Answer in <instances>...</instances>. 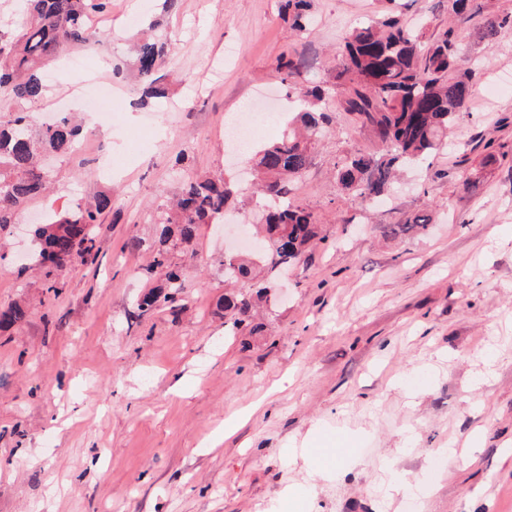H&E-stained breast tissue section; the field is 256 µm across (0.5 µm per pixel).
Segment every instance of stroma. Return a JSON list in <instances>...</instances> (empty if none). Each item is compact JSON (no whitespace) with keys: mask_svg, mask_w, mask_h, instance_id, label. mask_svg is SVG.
I'll return each mask as SVG.
<instances>
[{"mask_svg":"<svg viewBox=\"0 0 512 512\" xmlns=\"http://www.w3.org/2000/svg\"><path fill=\"white\" fill-rule=\"evenodd\" d=\"M284 0H112L88 42L52 62L38 121L70 112L79 151L51 162L52 189L32 200L0 260V308L28 303L0 331V512H276L286 488L311 512H512V28L448 0H398L424 41L455 27L476 66L469 111L428 161L401 169L389 201L362 208L336 189V165L376 144L332 115L297 201L322 239L276 292L263 336H228L218 300L229 247L204 225L184 270L186 309L141 312L157 208L195 173L238 183L228 217L253 224L247 157L225 128L257 91L294 102L280 81L289 50L305 83L328 79L345 35L384 0H311L312 25L291 26ZM168 37L167 96L140 104L131 66L149 26ZM91 57L96 71L71 68ZM125 64L123 78L112 76ZM109 193L99 261L73 266L58 293L28 267L48 213ZM425 216L426 229L416 228ZM341 444L331 478L299 447ZM401 473L410 493L387 489Z\"/></svg>","mask_w":512,"mask_h":512,"instance_id":"35a3bbf8","label":"stroma"}]
</instances>
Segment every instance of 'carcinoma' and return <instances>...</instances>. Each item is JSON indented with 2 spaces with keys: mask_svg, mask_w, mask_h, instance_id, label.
I'll use <instances>...</instances> for the list:
<instances>
[{
  "mask_svg": "<svg viewBox=\"0 0 512 512\" xmlns=\"http://www.w3.org/2000/svg\"><path fill=\"white\" fill-rule=\"evenodd\" d=\"M309 0H285L292 26L306 29ZM112 0H19L24 16L20 31L0 29V100L12 105L0 113V242L17 223L26 203L42 194L49 173L41 165L47 154L68 156L81 134L80 127L63 116L39 126L26 110L46 88L47 62L68 48L86 42L91 24L107 14ZM512 27V11L487 22L484 34ZM164 36H148L137 46L136 67L145 83L141 104L162 96L158 72L165 61ZM458 36L450 29L424 50L417 30L400 14L369 19L352 29L337 56L331 79L308 86L300 82L303 57L294 53L281 64V83L300 101V111L283 122L280 136L257 146L251 156L256 188L264 200V223L254 234L264 245L262 260L268 269L301 261L317 237L313 212L292 199L293 182L307 171L318 138L331 113L342 109L371 130L383 146L363 151L337 163V187L364 205L387 195L397 167L430 157L444 144L448 128L466 113L472 96V77L459 68ZM342 89V97L336 90ZM233 188L222 175H200L185 182L179 196L157 211L161 227L150 246L138 237L125 243L130 252L150 251L146 268L154 280L137 303L143 311L164 308L179 314L185 288L179 261L194 253L199 228L224 215ZM110 194H97L70 205L38 227L36 266L53 291L74 264H93L103 214L112 209ZM260 262L235 255L224 257V278L234 291L224 294V326L230 336H259L264 324L253 312L269 304V287H256ZM27 311L14 305L0 311V329L23 321Z\"/></svg>",
  "mask_w": 512,
  "mask_h": 512,
  "instance_id": "1",
  "label": "carcinoma"
}]
</instances>
